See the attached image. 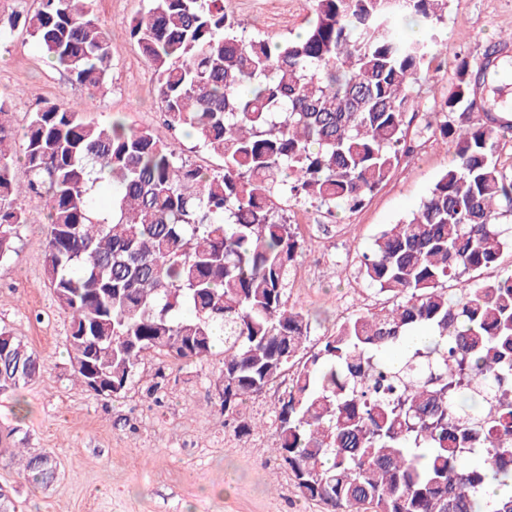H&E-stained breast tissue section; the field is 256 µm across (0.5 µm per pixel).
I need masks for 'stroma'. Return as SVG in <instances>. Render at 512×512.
Returning <instances> with one entry per match:
<instances>
[{
  "label": "stroma",
  "mask_w": 512,
  "mask_h": 512,
  "mask_svg": "<svg viewBox=\"0 0 512 512\" xmlns=\"http://www.w3.org/2000/svg\"><path fill=\"white\" fill-rule=\"evenodd\" d=\"M148 0H97L111 32L109 75L89 116L105 123L121 116L127 126L152 131L177 146L192 164L222 165L198 149L195 136L170 129L155 90V75L129 36L130 23ZM227 11L248 34L281 39L301 33L310 0H227ZM512 35V0H448L438 56L406 119L413 149L389 179L354 210L327 213L309 205L288 214L306 247L288 276L289 305L311 317L305 348H320L344 318L376 311L386 294L367 287L359 258L389 224L416 210L453 159L448 140L425 125L454 79L460 60L482 62L488 47ZM0 94L13 99V124L24 131L26 115L40 102L78 101L80 85L52 69L44 51L24 31L0 40ZM28 224L18 229L12 261L0 267V326L27 342L44 360L36 382L0 394V442L50 453L59 478L37 488L9 457H0V485L18 512H326L300 496L287 465L273 452L276 415L289 377L271 384L231 414L223 413L214 382L218 357L188 362L145 361L125 393L103 399L71 376L66 350L68 320L44 284L47 203L27 201ZM168 384L161 400L146 393L157 369Z\"/></svg>",
  "instance_id": "obj_1"
}]
</instances>
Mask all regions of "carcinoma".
Masks as SVG:
<instances>
[{"label": "carcinoma", "instance_id": "cac0c4a2", "mask_svg": "<svg viewBox=\"0 0 512 512\" xmlns=\"http://www.w3.org/2000/svg\"><path fill=\"white\" fill-rule=\"evenodd\" d=\"M447 0H312L304 34H242L224 0H150L129 27L152 67L166 124L191 129L223 159L207 171L148 129L87 107L47 103L16 141L0 96V265L44 197V282L69 317L73 378L91 394L124 392L148 358L187 362L223 344L215 389L224 412L293 370L274 452L299 493L327 512H512V273L475 283L512 250V176L498 159L512 119L471 115L474 79L457 65L426 130L454 163L417 211L362 253L368 285L397 302L346 318L308 354L309 319L287 306L304 242L287 204L358 207L410 150L405 115L424 66L448 52L436 29ZM96 0L0 9V40L21 27L50 63L96 100L111 34ZM431 34L406 39L401 18ZM115 191L93 205L98 183ZM425 331L426 340L413 335ZM405 354H381L400 345ZM40 357L0 328V391L36 381ZM118 388L92 387L89 371ZM29 483L58 479L44 453L0 448Z\"/></svg>", "mask_w": 512, "mask_h": 512}]
</instances>
